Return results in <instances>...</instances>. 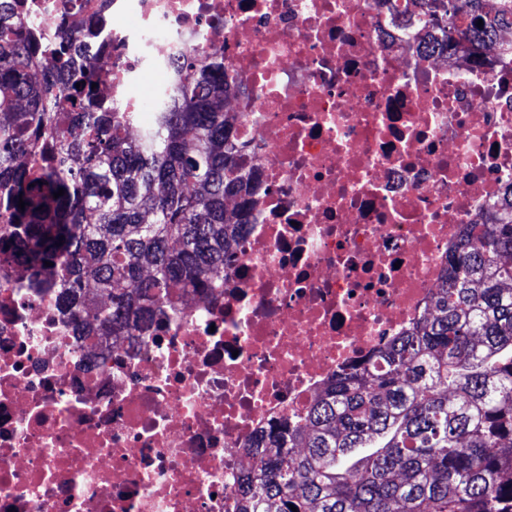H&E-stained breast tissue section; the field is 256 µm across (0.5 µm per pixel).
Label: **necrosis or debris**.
I'll list each match as a JSON object with an SVG mask.
<instances>
[{
  "instance_id": "obj_1",
  "label": "necrosis or debris",
  "mask_w": 512,
  "mask_h": 512,
  "mask_svg": "<svg viewBox=\"0 0 512 512\" xmlns=\"http://www.w3.org/2000/svg\"><path fill=\"white\" fill-rule=\"evenodd\" d=\"M427 6L19 0L38 67L77 38L124 112L223 59L253 193L223 286L96 350L51 272L0 262V512H236L245 447L430 311L465 226L512 200V25L458 43Z\"/></svg>"
}]
</instances>
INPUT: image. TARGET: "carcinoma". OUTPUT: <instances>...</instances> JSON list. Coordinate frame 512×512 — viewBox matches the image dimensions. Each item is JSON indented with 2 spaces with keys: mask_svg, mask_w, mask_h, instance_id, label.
<instances>
[{
  "mask_svg": "<svg viewBox=\"0 0 512 512\" xmlns=\"http://www.w3.org/2000/svg\"><path fill=\"white\" fill-rule=\"evenodd\" d=\"M12 2L0 0V114L13 115L0 122V194L25 208L0 256L52 263L92 338L145 332L220 281L246 221L247 144L225 111L224 61L186 62L133 135L137 113L84 107L92 82L73 57L29 72L35 47ZM437 8L427 21L450 40L495 34L480 14L458 24L449 0ZM59 119L55 145L16 164ZM448 264L410 332L337 373L303 423L274 427V452L248 450L238 512H512V211L467 225Z\"/></svg>",
  "mask_w": 512,
  "mask_h": 512,
  "instance_id": "1",
  "label": "carcinoma"
}]
</instances>
